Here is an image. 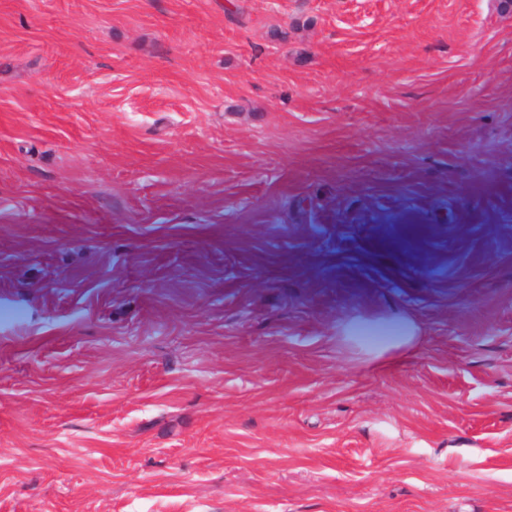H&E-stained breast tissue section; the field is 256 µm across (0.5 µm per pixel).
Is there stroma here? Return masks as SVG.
I'll return each mask as SVG.
<instances>
[{"mask_svg":"<svg viewBox=\"0 0 512 512\" xmlns=\"http://www.w3.org/2000/svg\"><path fill=\"white\" fill-rule=\"evenodd\" d=\"M0 512H512V10L0 0Z\"/></svg>","mask_w":512,"mask_h":512,"instance_id":"obj_1","label":"stroma"}]
</instances>
